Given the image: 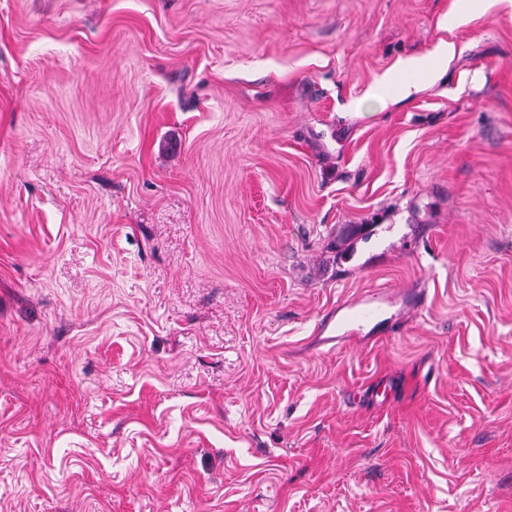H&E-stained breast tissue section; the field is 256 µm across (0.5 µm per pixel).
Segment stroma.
Listing matches in <instances>:
<instances>
[{"mask_svg":"<svg viewBox=\"0 0 512 512\" xmlns=\"http://www.w3.org/2000/svg\"><path fill=\"white\" fill-rule=\"evenodd\" d=\"M0 512H512V0H0ZM393 296L385 290H376L367 295L360 303L349 304L344 307L343 320L336 325V321H329L324 326L328 336L323 337L327 344L335 343L338 340L346 341L355 331V328L362 327L374 321L385 304H391Z\"/></svg>","mask_w":512,"mask_h":512,"instance_id":"35a3bbf8","label":"stroma"}]
</instances>
